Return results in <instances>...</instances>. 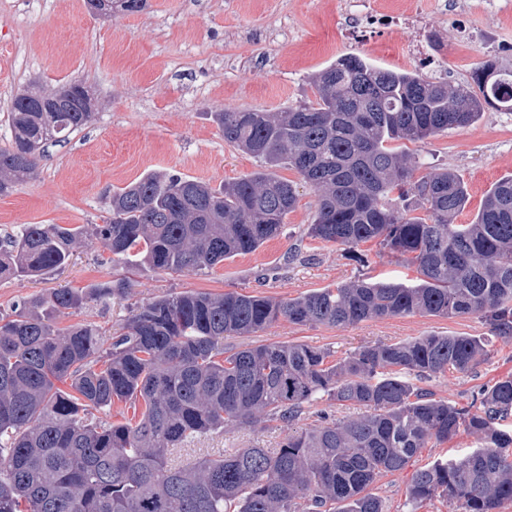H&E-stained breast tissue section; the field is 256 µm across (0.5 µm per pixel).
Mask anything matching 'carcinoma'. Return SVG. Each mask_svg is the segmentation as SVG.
I'll list each match as a JSON object with an SVG mask.
<instances>
[{"label": "carcinoma", "instance_id": "1", "mask_svg": "<svg viewBox=\"0 0 512 512\" xmlns=\"http://www.w3.org/2000/svg\"><path fill=\"white\" fill-rule=\"evenodd\" d=\"M310 86L315 100L285 112L215 113L224 141L258 163L251 174L217 187L144 175L112 192L102 224H26L7 237L0 278L58 270L89 237L133 270L211 269L283 233L298 195L281 168L316 192L309 237L349 249L374 241L416 266L417 277L356 278L280 301L235 290L172 293L134 309L116 336L53 321L86 299L71 288L19 299L0 313V512H386L372 493L377 478L462 427L479 448L415 470L408 502L443 498L461 512L512 502V377L480 388L473 411L417 385L472 371L488 355L484 339L424 336L334 362L303 343L224 354V337L280 319L344 327L477 316L512 338V176L492 185L470 223L457 224L469 201L461 176L406 148L470 126L490 107L512 112V71L486 61L470 83L450 85L347 55ZM41 94L34 85L12 102L0 194L34 172L47 144L91 117L84 87L59 108L45 107ZM323 397L366 413L294 427ZM117 401L141 404L140 418L99 417ZM266 421L288 424L277 449L181 459L201 436Z\"/></svg>", "mask_w": 512, "mask_h": 512}]
</instances>
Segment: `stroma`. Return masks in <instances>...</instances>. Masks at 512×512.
<instances>
[{
	"label": "stroma",
	"mask_w": 512,
	"mask_h": 512,
	"mask_svg": "<svg viewBox=\"0 0 512 512\" xmlns=\"http://www.w3.org/2000/svg\"><path fill=\"white\" fill-rule=\"evenodd\" d=\"M357 54L376 66L463 84L493 59L512 69V0H147L145 9L114 8L92 17L85 0H0V148L11 142L7 114L30 84L51 91L79 82L92 98V118L80 132L50 145L34 173L0 195V240L25 224L102 223L114 189L151 172L217 185L255 171L254 159L235 149L213 120L227 109L280 112L310 97L309 78L338 57ZM426 162L457 172L469 204V223L490 187L512 174V113L489 109L473 125L414 144ZM298 202L279 237L207 272H131L94 241L76 248L68 265L44 279H0V313L22 297L66 287L86 293L83 306L57 318L59 326L94 324L118 331L132 309L182 291L221 294L234 289L275 299L295 298L357 277L415 278L373 242L355 249L312 240L307 228L316 196L298 174ZM129 280L127 294L90 298L97 285ZM477 336L489 354L471 373L448 371L425 388L463 405L487 383L512 374V339L491 334L475 316L375 318L347 327L279 320L253 336H228L224 347L300 342L343 358L362 347L429 335ZM288 428L271 421L253 429L216 433L204 448L257 444L279 447ZM462 431L433 443L410 468L372 487L388 512H458L442 499L411 510L406 491L414 469L476 447Z\"/></svg>",
	"instance_id": "1"
}]
</instances>
